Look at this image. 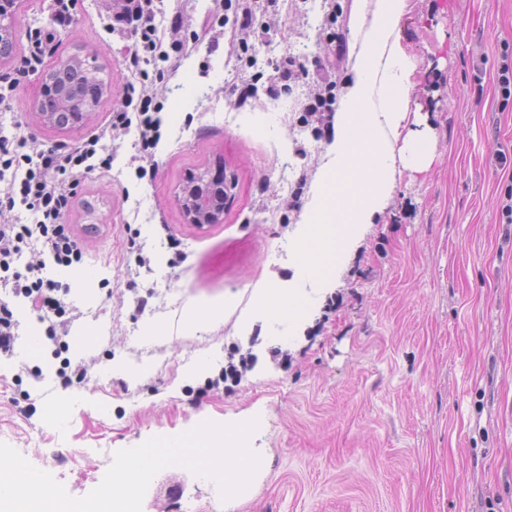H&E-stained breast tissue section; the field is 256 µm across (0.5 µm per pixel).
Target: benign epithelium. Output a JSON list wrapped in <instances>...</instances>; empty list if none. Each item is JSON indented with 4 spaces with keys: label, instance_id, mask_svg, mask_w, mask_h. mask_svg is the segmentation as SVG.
I'll return each mask as SVG.
<instances>
[{
    "label": "benign epithelium",
    "instance_id": "7a95c632",
    "mask_svg": "<svg viewBox=\"0 0 512 512\" xmlns=\"http://www.w3.org/2000/svg\"><path fill=\"white\" fill-rule=\"evenodd\" d=\"M14 6L15 0H0V38L3 40L15 38ZM234 187L233 179L224 175V162L220 159L190 173L176 195L186 222L200 227L220 223Z\"/></svg>",
    "mask_w": 512,
    "mask_h": 512
}]
</instances>
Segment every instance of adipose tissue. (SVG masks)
<instances>
[{
	"mask_svg": "<svg viewBox=\"0 0 512 512\" xmlns=\"http://www.w3.org/2000/svg\"><path fill=\"white\" fill-rule=\"evenodd\" d=\"M353 76L334 116L329 160L302 219L297 249L308 275L332 287L363 227L395 187L394 168L423 172L434 153L427 131L409 128L413 66L401 44L407 0H356ZM252 308L268 319L306 320L301 294L278 280L256 289Z\"/></svg>",
	"mask_w": 512,
	"mask_h": 512,
	"instance_id": "ef3b65f1",
	"label": "adipose tissue"
}]
</instances>
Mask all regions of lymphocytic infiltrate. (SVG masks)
Masks as SVG:
<instances>
[{
	"mask_svg": "<svg viewBox=\"0 0 512 512\" xmlns=\"http://www.w3.org/2000/svg\"><path fill=\"white\" fill-rule=\"evenodd\" d=\"M106 30L119 38H133L125 54L128 73L123 85L125 107L113 112L107 126L76 146L55 144L35 154L14 148L13 138L0 128V355H12L19 336L20 322L15 302H30L48 340L66 349V339L76 319L68 302V289L47 278V264L71 267L83 260L85 247L73 225L64 221L71 211L78 188L95 168L112 164L110 143L129 131L138 134L136 172L146 176L155 165V149L161 139L163 106L158 87L165 80L156 60L181 55L187 40L207 44L217 50L228 40L238 61L253 65L256 46L269 32L268 21L285 7L304 14L303 0H222L217 13L200 23L183 12L167 13L163 0H114ZM51 25L31 29L21 69L34 72L49 56L59 28L72 20L73 0H50ZM322 29L336 44L333 68H308L295 56H281L274 65L275 75L262 82L260 74L243 75L237 87L238 103L267 96L276 98L303 89L300 124L314 136L332 129L336 112L334 67L347 56L346 37L338 27L342 15L338 0H321ZM26 211L29 222H20L18 211Z\"/></svg>",
	"mask_w": 512,
	"mask_h": 512,
	"instance_id": "f902f5d3",
	"label": "lymphocytic infiltrate"
}]
</instances>
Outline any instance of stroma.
Masks as SVG:
<instances>
[{"label": "stroma", "mask_w": 512, "mask_h": 512, "mask_svg": "<svg viewBox=\"0 0 512 512\" xmlns=\"http://www.w3.org/2000/svg\"><path fill=\"white\" fill-rule=\"evenodd\" d=\"M112 4L74 0L71 27L56 35L54 57L82 46L112 76L87 125L42 126L34 72L0 110L26 152L79 143L121 109L124 42L103 24ZM320 4L272 22L256 71L273 76L286 52L309 68L333 63ZM50 22L48 0H22L1 74L19 65L30 28ZM402 27L414 66L410 109L432 126L437 159L427 172L397 175L327 290L300 268L292 240L303 214L283 202L302 179L309 203L329 141L298 124L300 92L238 106L228 44H189L159 89L154 174L136 175L130 134L115 144L111 168L78 190L67 221L93 279L47 268L82 313L65 358L85 362L88 382L63 387L53 344L35 356L19 336L13 357H0V442L82 498L120 449L205 420L256 417L251 446L262 463L232 507L211 481L171 466L152 480L142 512H512V224L502 221L506 176L495 160L512 162V110L500 109L496 89L512 0H408ZM219 156L235 189L223 222L199 228L185 222L174 191ZM137 244L152 254L150 269L136 266ZM178 251L184 262L170 267ZM273 278L298 289L308 320L242 322L255 289ZM131 279L152 293L144 313ZM230 298L237 306L223 321L186 327L190 309ZM233 351L253 354L252 368L240 383L206 390ZM23 364L41 380L20 375Z\"/></svg>", "instance_id": "stroma-1"}]
</instances>
